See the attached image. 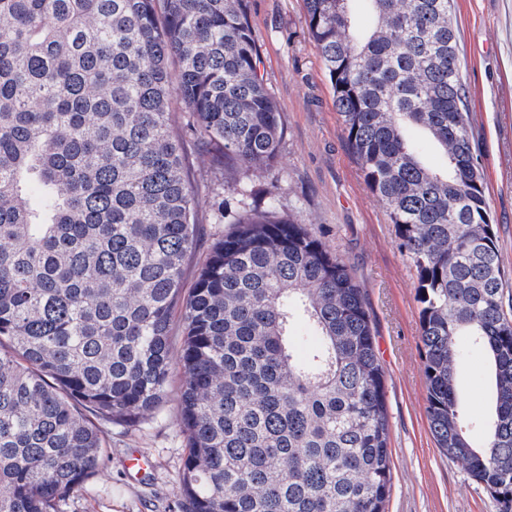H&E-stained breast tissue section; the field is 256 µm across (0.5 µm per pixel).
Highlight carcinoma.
Segmentation results:
<instances>
[{"instance_id": "carcinoma-1", "label": "carcinoma", "mask_w": 512, "mask_h": 512, "mask_svg": "<svg viewBox=\"0 0 512 512\" xmlns=\"http://www.w3.org/2000/svg\"><path fill=\"white\" fill-rule=\"evenodd\" d=\"M350 2L305 0L306 26L416 271L430 429L511 507L512 310L451 0H369L367 32ZM173 63L212 164L276 178L280 109L246 0H0V512H59L85 491L104 452L90 417L158 415L176 364L182 512H385L384 373L346 263L273 196L221 202L232 229L182 294L199 196L173 131ZM461 336L491 367L480 447L454 383Z\"/></svg>"}]
</instances>
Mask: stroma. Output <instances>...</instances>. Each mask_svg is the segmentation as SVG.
<instances>
[{"mask_svg": "<svg viewBox=\"0 0 512 512\" xmlns=\"http://www.w3.org/2000/svg\"><path fill=\"white\" fill-rule=\"evenodd\" d=\"M247 11L261 45L266 87L280 107L283 139L276 177L248 171L240 181L251 189L252 204L276 197L281 213L320 236L363 290L385 375L392 468L387 512H502L484 487L439 451L431 433L415 273L346 142L332 87L307 33L303 0H248ZM453 18L460 29L473 148L506 272L504 294L512 298V0H454ZM184 152L187 178L199 193L200 235L183 276L189 288L229 230L216 221L218 202L236 196L193 139L186 137ZM460 348L465 358L456 384L463 412L475 423L470 439L478 445L493 405L487 354L465 338ZM180 385L171 382L157 417L132 427H104L98 472L60 512H178L188 453L179 421ZM135 454L151 462L145 478H135L127 465Z\"/></svg>", "mask_w": 512, "mask_h": 512, "instance_id": "1", "label": "stroma"}]
</instances>
